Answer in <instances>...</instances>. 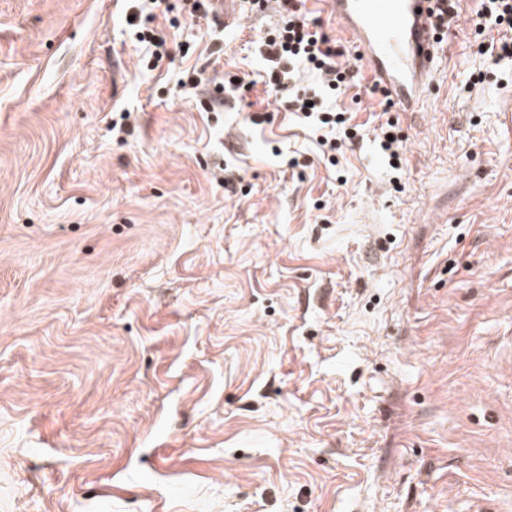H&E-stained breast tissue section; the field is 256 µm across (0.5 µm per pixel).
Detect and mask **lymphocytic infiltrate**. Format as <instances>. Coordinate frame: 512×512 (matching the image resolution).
<instances>
[{
    "label": "lymphocytic infiltrate",
    "mask_w": 512,
    "mask_h": 512,
    "mask_svg": "<svg viewBox=\"0 0 512 512\" xmlns=\"http://www.w3.org/2000/svg\"><path fill=\"white\" fill-rule=\"evenodd\" d=\"M276 6L280 22L263 37L262 45L266 60L277 66L271 81L281 92L282 103L316 129L355 139L359 128L352 125L348 109L337 98L360 83L358 55L321 31L309 17L305 0H276ZM470 33L479 54L512 60V0H479ZM304 71L316 76L317 91L300 92L298 82Z\"/></svg>",
    "instance_id": "obj_1"
}]
</instances>
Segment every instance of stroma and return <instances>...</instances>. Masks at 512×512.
Returning <instances> with one entry per match:
<instances>
[{
	"mask_svg": "<svg viewBox=\"0 0 512 512\" xmlns=\"http://www.w3.org/2000/svg\"><path fill=\"white\" fill-rule=\"evenodd\" d=\"M477 6L395 171L370 79L333 165L280 105L274 9L172 0L146 71L129 0H0V512H512V63Z\"/></svg>",
	"mask_w": 512,
	"mask_h": 512,
	"instance_id": "stroma-1",
	"label": "stroma"
}]
</instances>
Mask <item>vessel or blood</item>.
<instances>
[{
    "label": "vessel or blood",
    "mask_w": 512,
    "mask_h": 512,
    "mask_svg": "<svg viewBox=\"0 0 512 512\" xmlns=\"http://www.w3.org/2000/svg\"><path fill=\"white\" fill-rule=\"evenodd\" d=\"M434 0H327L374 78L407 112L419 111L436 65Z\"/></svg>",
    "instance_id": "1"
}]
</instances>
